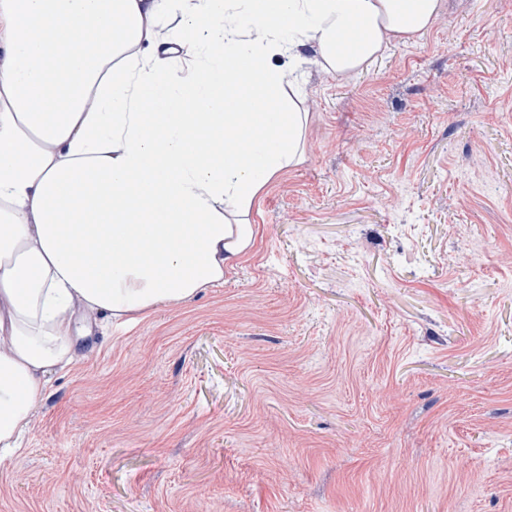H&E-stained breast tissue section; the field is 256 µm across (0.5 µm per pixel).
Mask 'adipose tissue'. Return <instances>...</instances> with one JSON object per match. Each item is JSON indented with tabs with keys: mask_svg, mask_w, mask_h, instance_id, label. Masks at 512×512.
Wrapping results in <instances>:
<instances>
[{
	"mask_svg": "<svg viewBox=\"0 0 512 512\" xmlns=\"http://www.w3.org/2000/svg\"><path fill=\"white\" fill-rule=\"evenodd\" d=\"M438 0H0V458L76 309L121 319L224 280L308 116L269 57L362 70ZM186 20L165 32L172 12Z\"/></svg>",
	"mask_w": 512,
	"mask_h": 512,
	"instance_id": "adipose-tissue-1",
	"label": "adipose tissue"
}]
</instances>
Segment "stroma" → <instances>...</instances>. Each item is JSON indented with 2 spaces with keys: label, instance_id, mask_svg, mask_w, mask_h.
Listing matches in <instances>:
<instances>
[{
  "label": "stroma",
  "instance_id": "stroma-1",
  "mask_svg": "<svg viewBox=\"0 0 512 512\" xmlns=\"http://www.w3.org/2000/svg\"><path fill=\"white\" fill-rule=\"evenodd\" d=\"M221 284L97 315L0 512H512V0L336 76Z\"/></svg>",
  "mask_w": 512,
  "mask_h": 512
}]
</instances>
